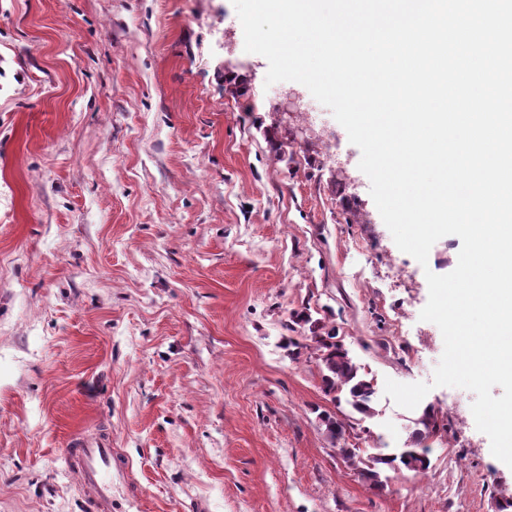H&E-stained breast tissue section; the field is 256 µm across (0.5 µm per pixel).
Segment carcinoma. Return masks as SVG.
I'll return each instance as SVG.
<instances>
[{
	"instance_id": "1",
	"label": "carcinoma",
	"mask_w": 512,
	"mask_h": 512,
	"mask_svg": "<svg viewBox=\"0 0 512 512\" xmlns=\"http://www.w3.org/2000/svg\"><path fill=\"white\" fill-rule=\"evenodd\" d=\"M321 365L324 392L340 399L345 394L346 401L358 412H370L374 388L372 382L359 373L348 351L336 341L331 330L313 337ZM341 452L348 465L356 470L371 486L382 485L381 471L384 468L399 470L404 468L415 473H424L430 466L429 459L417 448H407L397 458L370 456L363 457L356 448H343Z\"/></svg>"
}]
</instances>
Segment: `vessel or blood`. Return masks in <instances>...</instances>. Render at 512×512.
Returning a JSON list of instances; mask_svg holds the SVG:
<instances>
[{
  "instance_id": "1",
  "label": "vessel or blood",
  "mask_w": 512,
  "mask_h": 512,
  "mask_svg": "<svg viewBox=\"0 0 512 512\" xmlns=\"http://www.w3.org/2000/svg\"><path fill=\"white\" fill-rule=\"evenodd\" d=\"M64 458L87 491L94 512H112V442L103 434H73Z\"/></svg>"
}]
</instances>
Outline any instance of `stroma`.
I'll list each match as a JSON object with an SVG mask.
<instances>
[{
	"label": "stroma",
	"instance_id": "35a3bbf8",
	"mask_svg": "<svg viewBox=\"0 0 512 512\" xmlns=\"http://www.w3.org/2000/svg\"><path fill=\"white\" fill-rule=\"evenodd\" d=\"M232 0H0V512H91L63 455L112 440L113 512H493L512 469L432 386L426 272L329 108L266 85ZM298 113H280L284 96ZM310 314L374 387L323 391ZM431 389L409 410L386 380ZM426 473L372 489L320 421Z\"/></svg>",
	"mask_w": 512,
	"mask_h": 512
}]
</instances>
